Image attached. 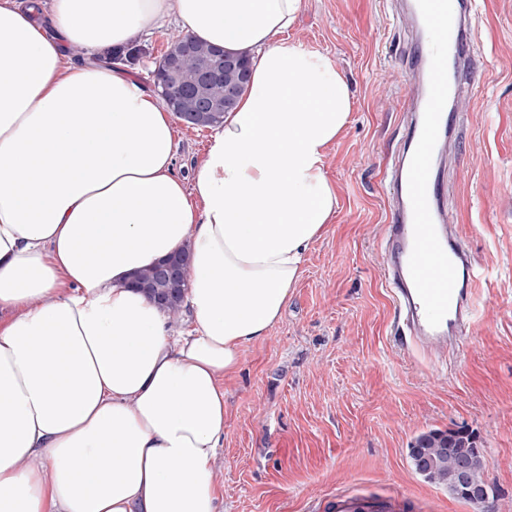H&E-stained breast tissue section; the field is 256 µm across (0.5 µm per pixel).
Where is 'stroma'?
<instances>
[{
  "label": "stroma",
  "mask_w": 512,
  "mask_h": 512,
  "mask_svg": "<svg viewBox=\"0 0 512 512\" xmlns=\"http://www.w3.org/2000/svg\"><path fill=\"white\" fill-rule=\"evenodd\" d=\"M392 9L391 0H303L288 32L331 58L350 86L352 118L326 159L336 215L281 320L242 348L224 382L219 512H330L343 492L377 504L405 496L402 512H512V0H479L476 89L448 163L449 199L480 279L468 349L444 367L390 339L385 164L411 91ZM179 33L171 21L142 40L129 71L146 89ZM213 134L176 122L174 173L185 185ZM460 425L479 434L487 460L479 504L427 481L409 458L421 432Z\"/></svg>",
  "instance_id": "35a3bbf8"
}]
</instances>
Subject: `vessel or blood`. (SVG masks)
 Returning <instances> with one entry per match:
<instances>
[{"instance_id": "1", "label": "vessel or blood", "mask_w": 512, "mask_h": 512, "mask_svg": "<svg viewBox=\"0 0 512 512\" xmlns=\"http://www.w3.org/2000/svg\"><path fill=\"white\" fill-rule=\"evenodd\" d=\"M476 0H400L397 20L411 33L403 60L416 86L403 99V135L387 164L385 281L395 320L390 336L428 357L463 354L479 281L471 250L446 198L445 166L462 137L461 103L474 85ZM332 512H374L344 494Z\"/></svg>"}]
</instances>
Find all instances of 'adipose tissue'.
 Segmentation results:
<instances>
[{
    "mask_svg": "<svg viewBox=\"0 0 512 512\" xmlns=\"http://www.w3.org/2000/svg\"><path fill=\"white\" fill-rule=\"evenodd\" d=\"M302 5L0 0V512H217L223 380L336 213L351 95L288 40ZM171 17L250 58L189 188L171 111L104 61ZM186 246L196 328L176 336L130 281Z\"/></svg>",
    "mask_w": 512,
    "mask_h": 512,
    "instance_id": "adipose-tissue-1",
    "label": "adipose tissue"
}]
</instances>
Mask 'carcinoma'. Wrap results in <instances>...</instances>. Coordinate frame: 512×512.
I'll use <instances>...</instances> for the list:
<instances>
[{"mask_svg": "<svg viewBox=\"0 0 512 512\" xmlns=\"http://www.w3.org/2000/svg\"><path fill=\"white\" fill-rule=\"evenodd\" d=\"M183 44L187 45V51L178 57L175 82H170L160 66L155 74L156 86L161 88V93L168 94L169 104L178 115L196 111L194 99L174 97L185 87L202 90L207 98L221 104L220 112L229 111L246 88L241 70L226 66L224 57L213 50V45L189 35L171 39L167 42L166 51ZM206 66L218 71L219 79L201 83V70ZM409 455L419 474L447 487L459 499L477 504L486 498V459L479 436L474 431L464 426L446 431H425L411 443Z\"/></svg>", "mask_w": 512, "mask_h": 512, "instance_id": "obj_1", "label": "carcinoma"}]
</instances>
